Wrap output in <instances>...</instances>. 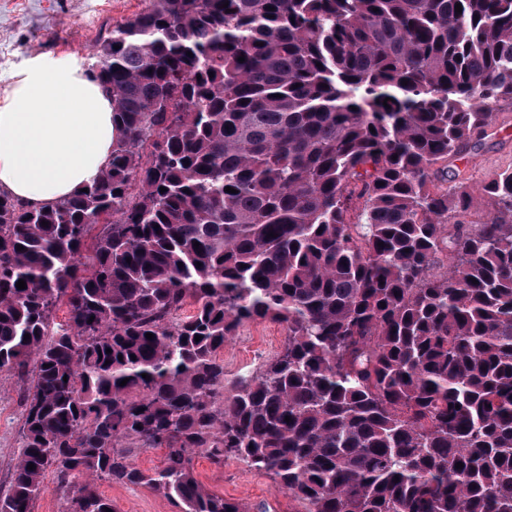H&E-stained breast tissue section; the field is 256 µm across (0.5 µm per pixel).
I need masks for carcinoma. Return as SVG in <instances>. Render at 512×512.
<instances>
[{
  "label": "carcinoma",
  "mask_w": 512,
  "mask_h": 512,
  "mask_svg": "<svg viewBox=\"0 0 512 512\" xmlns=\"http://www.w3.org/2000/svg\"><path fill=\"white\" fill-rule=\"evenodd\" d=\"M94 57L109 167L41 207L0 191L25 406L0 512L49 471L64 512L112 508L103 481L250 512L199 456L303 512H512V169L479 224L448 179L512 104V0H152ZM256 320L284 345L230 382L219 352ZM199 481L225 498L242 500L249 507L263 504L267 512H302L269 476L248 469L243 463L228 461L218 469L203 457L195 459Z\"/></svg>",
  "instance_id": "cac0c4a2"
}]
</instances>
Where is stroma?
Returning a JSON list of instances; mask_svg holds the SVG:
<instances>
[{
  "label": "stroma",
  "mask_w": 512,
  "mask_h": 512,
  "mask_svg": "<svg viewBox=\"0 0 512 512\" xmlns=\"http://www.w3.org/2000/svg\"><path fill=\"white\" fill-rule=\"evenodd\" d=\"M151 0H0V88L9 75L31 58L52 53L69 55L84 65L94 62V49L113 27L132 20ZM512 168V106L501 104L495 125L460 156L449 158L448 174L476 192L472 221L486 219L492 210L482 184ZM286 333L279 324L256 320L239 328L225 344L222 356L227 377L256 370L282 348ZM21 382L0 374V486H6L18 451L23 406ZM195 471L208 489L247 505H264L267 512H302L269 476L237 461L216 468L196 458ZM101 495L117 512H177L176 507L144 486L100 483Z\"/></svg>",
  "instance_id": "obj_1"
}]
</instances>
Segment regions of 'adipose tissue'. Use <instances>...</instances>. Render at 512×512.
<instances>
[{
  "instance_id": "adipose-tissue-1",
  "label": "adipose tissue",
  "mask_w": 512,
  "mask_h": 512,
  "mask_svg": "<svg viewBox=\"0 0 512 512\" xmlns=\"http://www.w3.org/2000/svg\"><path fill=\"white\" fill-rule=\"evenodd\" d=\"M112 100L67 55L42 54L0 90V191L41 206L80 190L112 159Z\"/></svg>"
}]
</instances>
